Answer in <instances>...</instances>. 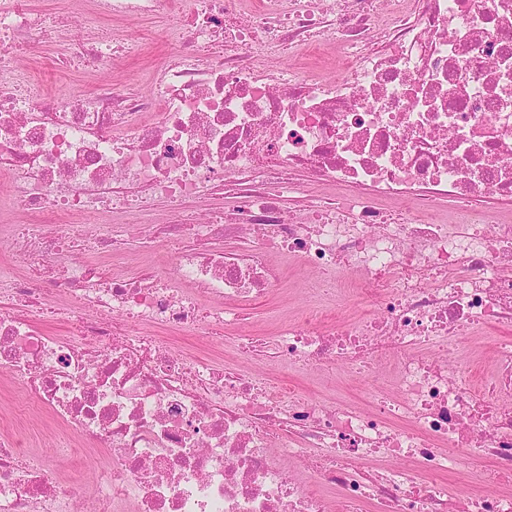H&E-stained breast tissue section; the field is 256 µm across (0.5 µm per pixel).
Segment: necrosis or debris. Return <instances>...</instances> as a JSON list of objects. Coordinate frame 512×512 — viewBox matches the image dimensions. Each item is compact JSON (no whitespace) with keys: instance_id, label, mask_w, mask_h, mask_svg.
I'll list each match as a JSON object with an SVG mask.
<instances>
[{"instance_id":"1","label":"necrosis or debris","mask_w":512,"mask_h":512,"mask_svg":"<svg viewBox=\"0 0 512 512\" xmlns=\"http://www.w3.org/2000/svg\"><path fill=\"white\" fill-rule=\"evenodd\" d=\"M171 15L178 27L152 91L23 100L14 64L68 31L70 11L0 0V179L29 248L0 267V371L75 429L92 487L28 460L0 435V512H448L443 477L489 461L459 512H512V0H93L96 20ZM290 69L277 66L284 55ZM317 182L306 207L284 191ZM233 198L202 219L188 202ZM171 218L147 241L162 265L104 276L86 249L120 256L106 213ZM449 204L431 220L434 205ZM228 239L242 240L225 251ZM299 258L309 304L261 336L245 310ZM361 271L362 315L328 327L340 274ZM66 289L70 307L50 304ZM25 314L14 315L10 306ZM66 322L65 333L51 331ZM249 359L270 347L295 370L393 369L396 392L363 403L308 397L250 370L167 349L162 331L220 334ZM486 327L495 376L477 383L459 348ZM307 470L296 477L288 460ZM388 462L368 476L364 462Z\"/></svg>"}]
</instances>
